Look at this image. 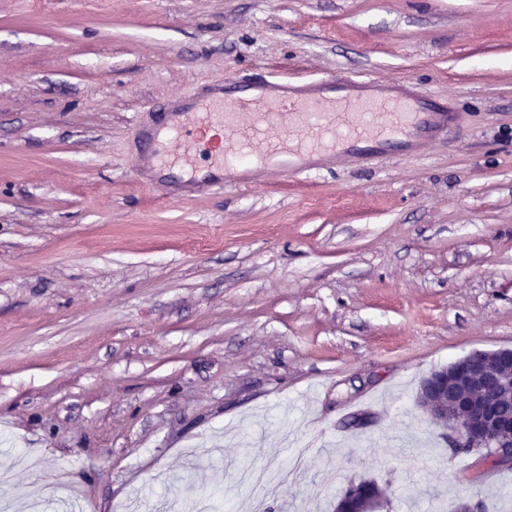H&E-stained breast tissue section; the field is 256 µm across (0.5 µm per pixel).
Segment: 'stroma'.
<instances>
[{
  "mask_svg": "<svg viewBox=\"0 0 512 512\" xmlns=\"http://www.w3.org/2000/svg\"><path fill=\"white\" fill-rule=\"evenodd\" d=\"M417 83L415 158L219 191L138 176L225 77ZM512 348V0H0V512H512L416 405ZM372 501L370 492L365 485L355 486L343 498V512H377L379 506L369 507Z\"/></svg>",
  "mask_w": 512,
  "mask_h": 512,
  "instance_id": "35a3bbf8",
  "label": "stroma"
}]
</instances>
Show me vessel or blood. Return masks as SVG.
I'll return each instance as SVG.
<instances>
[{
    "label": "vessel or blood",
    "mask_w": 512,
    "mask_h": 512,
    "mask_svg": "<svg viewBox=\"0 0 512 512\" xmlns=\"http://www.w3.org/2000/svg\"><path fill=\"white\" fill-rule=\"evenodd\" d=\"M217 90L214 96L183 97L163 128L145 130L143 142L154 150L159 167L192 168L202 155L215 170L218 187L250 169L288 179L335 157L420 156L430 140L460 121L458 111L411 82L227 79Z\"/></svg>",
    "instance_id": "vessel-or-blood-1"
}]
</instances>
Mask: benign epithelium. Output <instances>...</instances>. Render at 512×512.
Returning <instances> with one entry per match:
<instances>
[{"instance_id":"7a95c632","label":"benign epithelium","mask_w":512,"mask_h":512,"mask_svg":"<svg viewBox=\"0 0 512 512\" xmlns=\"http://www.w3.org/2000/svg\"><path fill=\"white\" fill-rule=\"evenodd\" d=\"M512 363V348L469 355L434 372L422 385L418 405L434 422L448 420V406H456L461 419L452 444L478 452V464L488 461L512 467V415L501 413L495 392L512 395V370L501 372L500 361ZM364 485L355 486L343 498L342 512H377Z\"/></svg>"}]
</instances>
